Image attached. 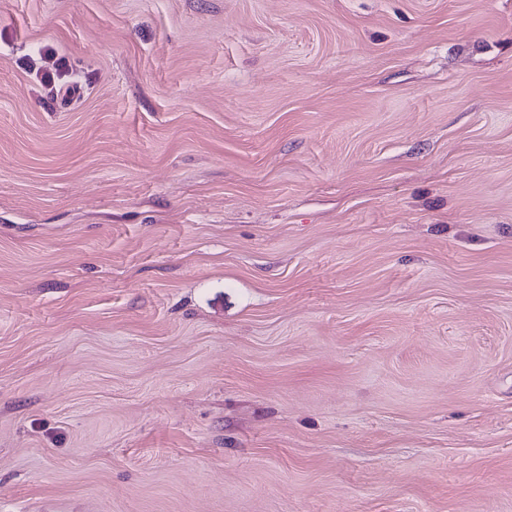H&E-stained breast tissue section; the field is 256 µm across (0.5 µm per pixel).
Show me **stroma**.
<instances>
[{"label": "stroma", "instance_id": "stroma-1", "mask_svg": "<svg viewBox=\"0 0 512 512\" xmlns=\"http://www.w3.org/2000/svg\"><path fill=\"white\" fill-rule=\"evenodd\" d=\"M0 512H512V0H0Z\"/></svg>", "mask_w": 512, "mask_h": 512}]
</instances>
